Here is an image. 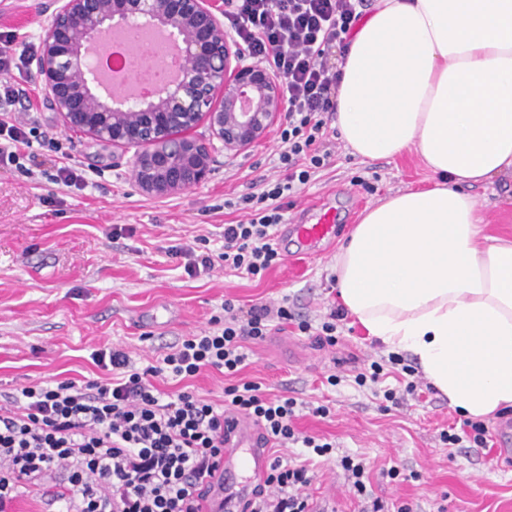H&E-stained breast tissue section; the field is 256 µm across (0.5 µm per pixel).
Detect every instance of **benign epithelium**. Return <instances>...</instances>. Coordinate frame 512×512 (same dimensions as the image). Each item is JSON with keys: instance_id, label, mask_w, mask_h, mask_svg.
Wrapping results in <instances>:
<instances>
[{"instance_id": "7a95c632", "label": "benign epithelium", "mask_w": 512, "mask_h": 512, "mask_svg": "<svg viewBox=\"0 0 512 512\" xmlns=\"http://www.w3.org/2000/svg\"><path fill=\"white\" fill-rule=\"evenodd\" d=\"M36 66L63 126L133 151L140 188L166 197L201 184L211 144L193 131L207 123L227 150L262 138L284 110L283 80L247 62L216 15V0H56ZM163 27L180 77L148 103L108 90L89 48L116 27Z\"/></svg>"}]
</instances>
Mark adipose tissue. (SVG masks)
<instances>
[{"mask_svg":"<svg viewBox=\"0 0 512 512\" xmlns=\"http://www.w3.org/2000/svg\"><path fill=\"white\" fill-rule=\"evenodd\" d=\"M341 72L351 152L440 177L366 209L334 260L344 307L463 415L512 408V242L459 189L512 173V0H377Z\"/></svg>","mask_w":512,"mask_h":512,"instance_id":"adipose-tissue-1","label":"adipose tissue"}]
</instances>
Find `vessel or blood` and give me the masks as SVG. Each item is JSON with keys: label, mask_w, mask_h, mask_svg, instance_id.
I'll use <instances>...</instances> for the list:
<instances>
[{"label": "vessel or blood", "mask_w": 512, "mask_h": 512, "mask_svg": "<svg viewBox=\"0 0 512 512\" xmlns=\"http://www.w3.org/2000/svg\"><path fill=\"white\" fill-rule=\"evenodd\" d=\"M336 213L329 206H322L315 222L292 225L291 230L304 247L305 256H312L315 246L336 236ZM233 431L224 444L214 477L208 478L209 492L200 503L201 512H224L225 505H238L243 491L233 488L236 470H247L252 477H259L268 462V452L260 438L261 430L251 420L235 416L231 419Z\"/></svg>", "instance_id": "obj_1"}]
</instances>
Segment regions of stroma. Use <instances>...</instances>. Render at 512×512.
I'll return each mask as SVG.
<instances>
[{
	"mask_svg": "<svg viewBox=\"0 0 512 512\" xmlns=\"http://www.w3.org/2000/svg\"><path fill=\"white\" fill-rule=\"evenodd\" d=\"M54 0H0V44L29 42L23 63L7 80L25 89L43 129L73 146L88 177L84 189L61 191L48 180L58 154L52 143L35 141L28 167H0V394L36 383L83 382L103 377L95 351L117 348L138 368L162 359L170 346L207 329L223 315L225 301L239 306L287 302L296 317L319 323L341 299L331 266L336 253L368 207L406 189L430 185L419 156L368 160L353 155L333 136L331 165L318 172L294 198L286 219L295 222L311 205L327 201L340 221L334 241L308 259L285 257L263 277L249 278L215 267L189 277L170 250L197 238L215 253L224 247V226L243 219L233 202L251 182L274 175L277 128L250 147L211 148L210 173L185 192L154 197L137 186L131 152L64 128L37 70L44 26ZM486 234L512 240V179L503 177L471 190ZM293 340L299 354L288 356L281 339ZM335 347L318 350L295 325L273 332L254 346L239 380L261 383L269 394L303 401L295 420L306 434L336 443V454L314 461L313 496L337 512H368L369 501L349 492L340 456L366 459L372 491L387 512L409 504L413 512H512V437L501 427L512 410L488 420L492 449L451 448L439 434L462 416L427 379L415 395L386 407L384 389H403L408 377L390 365V349L369 337L354 317L340 321ZM384 366L378 384L358 386L352 365ZM337 375V385L327 376ZM230 378L206 370L181 379L167 377V392L189 390L223 403ZM327 405V417L312 407ZM401 475L390 479L391 467Z\"/></svg>",
	"mask_w": 512,
	"mask_h": 512,
	"instance_id": "obj_1",
	"label": "stroma"
}]
</instances>
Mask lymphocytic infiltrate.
<instances>
[{"instance_id":"1","label":"lymphocytic infiltrate","mask_w":512,"mask_h":512,"mask_svg":"<svg viewBox=\"0 0 512 512\" xmlns=\"http://www.w3.org/2000/svg\"><path fill=\"white\" fill-rule=\"evenodd\" d=\"M366 0H227L224 16L251 58L285 78L286 112L279 128L275 181L252 183L242 204L247 220L224 227L219 256L177 248L189 276L225 269L251 278L263 276L281 259L280 226L301 186L326 168L332 157L326 114L335 108L341 73L329 66L332 51L347 52ZM20 92L0 82V166L26 159L37 125L13 113ZM287 305L225 302L210 328L184 339L158 364L135 370L122 351L98 353L97 366H111L113 379L77 385L25 386L0 403V512L16 500L58 480L51 503L62 512H198L203 485L224 453V418L253 420L274 446L268 466L241 512H309L311 456L327 457L335 444L304 435L294 426L298 402L269 396L245 381L224 389L216 407L191 392H165L164 376L192 377L205 369L238 375L252 345L270 336L275 324L291 321ZM306 448L305 460L289 458L288 446Z\"/></svg>"}]
</instances>
